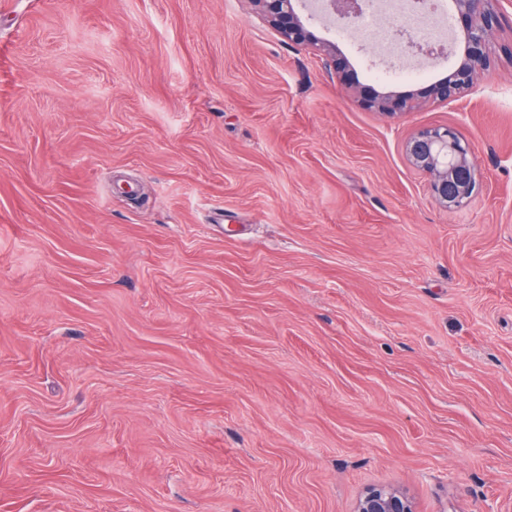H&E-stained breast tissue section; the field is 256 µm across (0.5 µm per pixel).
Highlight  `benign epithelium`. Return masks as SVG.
<instances>
[{
	"mask_svg": "<svg viewBox=\"0 0 512 512\" xmlns=\"http://www.w3.org/2000/svg\"><path fill=\"white\" fill-rule=\"evenodd\" d=\"M337 21L351 24L374 5V0H318ZM496 0H452L462 45L455 69L429 85L425 96L446 101L472 88L491 67L490 35L501 21L494 8ZM256 12L281 38L290 44L317 51L326 56L324 67L336 80L357 94L361 104L387 117H395L412 108L415 93L397 95L363 87L346 59L336 54V46L326 43L310 30L308 22L294 8V0H252ZM394 38L406 44V51L431 54L435 46L418 43L405 30ZM410 164L428 178L430 193L449 210L467 203L473 196L477 173L469 159L470 148L453 127H434L418 131L404 145ZM356 512H414L412 501L394 488L367 489L357 503Z\"/></svg>",
	"mask_w": 512,
	"mask_h": 512,
	"instance_id": "obj_1",
	"label": "benign epithelium"
}]
</instances>
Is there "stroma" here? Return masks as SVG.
Masks as SVG:
<instances>
[{
    "label": "stroma",
    "mask_w": 512,
    "mask_h": 512,
    "mask_svg": "<svg viewBox=\"0 0 512 512\" xmlns=\"http://www.w3.org/2000/svg\"><path fill=\"white\" fill-rule=\"evenodd\" d=\"M497 10L491 74L389 119L250 0H0V512H512ZM310 28L380 91L459 60ZM445 126L455 210L404 152ZM410 164L428 178L430 193L449 210L473 196L477 173L469 159L470 148L453 127L418 131L404 145ZM412 501L394 488L367 489L357 503L356 512H414Z\"/></svg>",
    "instance_id": "35a3bbf8"
}]
</instances>
